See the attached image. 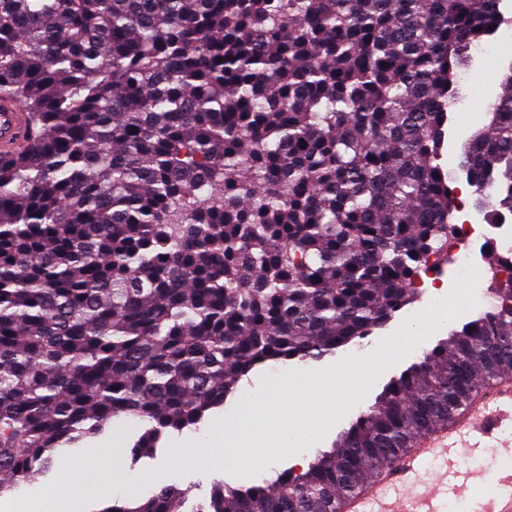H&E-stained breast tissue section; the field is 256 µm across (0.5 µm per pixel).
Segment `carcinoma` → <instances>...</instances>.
I'll return each mask as SVG.
<instances>
[{"instance_id": "carcinoma-1", "label": "carcinoma", "mask_w": 512, "mask_h": 512, "mask_svg": "<svg viewBox=\"0 0 512 512\" xmlns=\"http://www.w3.org/2000/svg\"><path fill=\"white\" fill-rule=\"evenodd\" d=\"M500 21L499 0H0V99L30 132L0 160V496L118 419L149 456L254 367L410 304L457 232L454 70ZM502 85L459 163L491 219L512 215V67ZM494 297L305 471L217 480L193 512H339L512 374V274Z\"/></svg>"}]
</instances>
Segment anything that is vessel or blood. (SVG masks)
<instances>
[{"mask_svg":"<svg viewBox=\"0 0 512 512\" xmlns=\"http://www.w3.org/2000/svg\"><path fill=\"white\" fill-rule=\"evenodd\" d=\"M27 124L20 109L13 103L0 100V158L11 156L25 142ZM486 418L485 405L473 403L447 427L419 436L409 453L398 460L389 471L373 475L359 493L343 503V512H366L367 505L382 501L390 485L406 483L418 476L424 463L431 458L447 457L449 450L459 444L465 433L476 429Z\"/></svg>","mask_w":512,"mask_h":512,"instance_id":"vessel-or-blood-1","label":"vessel or blood"}]
</instances>
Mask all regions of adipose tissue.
Here are the masks:
<instances>
[{
    "mask_svg": "<svg viewBox=\"0 0 512 512\" xmlns=\"http://www.w3.org/2000/svg\"><path fill=\"white\" fill-rule=\"evenodd\" d=\"M123 455L121 446H113L107 452L96 456L95 465L90 469L86 468L81 459H66L67 475L71 482L100 500H111L118 496L135 497L138 484L125 475Z\"/></svg>",
    "mask_w": 512,
    "mask_h": 512,
    "instance_id": "obj_1",
    "label": "adipose tissue"
}]
</instances>
